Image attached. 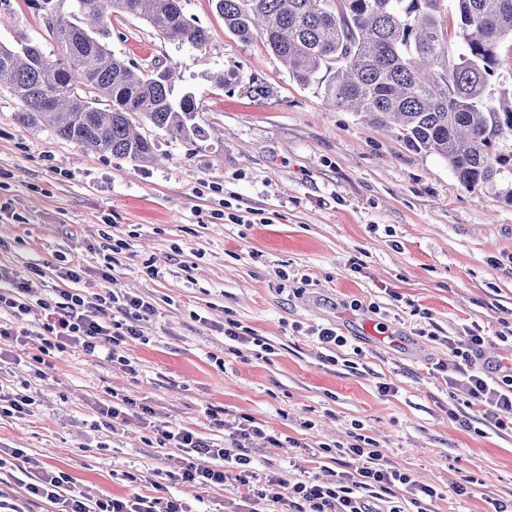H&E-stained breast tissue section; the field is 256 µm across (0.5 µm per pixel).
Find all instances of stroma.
I'll use <instances>...</instances> for the list:
<instances>
[{
    "mask_svg": "<svg viewBox=\"0 0 512 512\" xmlns=\"http://www.w3.org/2000/svg\"><path fill=\"white\" fill-rule=\"evenodd\" d=\"M182 4L209 34L205 52L138 19L112 22V52L144 70L175 67L173 94L195 96L207 133L191 145L142 126L156 143L153 164L137 170L23 125L21 103L0 89V268L55 300L71 287L56 276L64 256L85 267L87 294L107 288L156 309L143 327L148 344L128 350L132 374L71 351L39 378L17 363L12 341L0 342V383L37 400L31 416L0 418V448L23 449L94 493L234 512L236 477L207 490L170 480L180 449L149 446L136 421L115 434L101 427L100 404L118 395L221 446L229 433L210 410L229 422L252 418L280 441L249 448L259 472L354 471L331 448L358 428L437 490L427 512H488L491 500L512 499V430L476 422L448 382V339L473 329L486 356L512 364V203L463 186L438 156L299 86L262 44L225 31L213 0ZM1 16L0 42L26 38L62 57L24 0H0ZM219 72L230 87L214 85ZM113 237L129 247L106 282L98 271ZM33 263L43 276H30ZM232 322L251 342L225 336ZM324 327L346 339L332 364L312 334ZM126 471L135 484L120 480ZM28 481L23 470H0V499L53 512L26 492Z\"/></svg>",
    "mask_w": 512,
    "mask_h": 512,
    "instance_id": "obj_1",
    "label": "stroma"
}]
</instances>
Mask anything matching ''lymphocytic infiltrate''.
<instances>
[{"mask_svg":"<svg viewBox=\"0 0 512 512\" xmlns=\"http://www.w3.org/2000/svg\"><path fill=\"white\" fill-rule=\"evenodd\" d=\"M31 291L28 280L0 271V310L9 311L17 320L35 306L44 312L38 333L41 346L38 354L31 357L33 365L44 364L46 357L56 352L79 350L91 355L105 353L113 365L131 369L127 350L133 343L146 340L142 324L155 313L150 301L119 296L109 290L91 297L73 290L64 292L62 301L51 303L32 299ZM483 344L484 338L476 330L449 340L448 346L457 359L456 375L450 383L464 394L466 407H480L482 422L502 429L506 417H512V368L505 370L497 365L489 373L478 370L476 360ZM99 413L109 429L136 420L150 424L159 446L172 444L181 448L187 461L177 475L178 481L205 489L223 483L227 472H237L244 488L240 512H249V504L257 500L285 502L294 512H406L407 506L392 498L393 488L403 487L411 496L410 504L415 506L437 495L434 487L418 483L410 474L392 466L361 434L354 435L349 444L336 447L337 455L355 461V473L344 472L324 482L292 481L253 470L247 449L262 430L251 423L232 424L231 446L219 448L194 431L153 423V408L128 397L101 407ZM8 465L34 471L35 479L27 487L29 494L64 504L66 512H184L183 504L171 497L137 493L95 497L65 472L42 466L18 448L10 450L8 458L0 457V469Z\"/></svg>","mask_w":512,"mask_h":512,"instance_id":"obj_1","label":"lymphocytic infiltrate"}]
</instances>
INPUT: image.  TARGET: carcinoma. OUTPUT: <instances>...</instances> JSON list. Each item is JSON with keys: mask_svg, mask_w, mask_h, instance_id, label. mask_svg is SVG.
<instances>
[{"mask_svg": "<svg viewBox=\"0 0 512 512\" xmlns=\"http://www.w3.org/2000/svg\"><path fill=\"white\" fill-rule=\"evenodd\" d=\"M26 0L65 54L52 60L24 39L0 43V89L22 103L21 122L133 163L156 160L146 122L175 141L206 137L192 94L173 96L170 66L136 72L108 46L114 17L151 24L199 52L207 31L181 0ZM215 0L224 29L261 41L303 88L317 85L335 108L390 128L416 152L448 163L468 188L512 203V84L495 85L499 47L512 41V0Z\"/></svg>", "mask_w": 512, "mask_h": 512, "instance_id": "obj_1", "label": "carcinoma"}]
</instances>
